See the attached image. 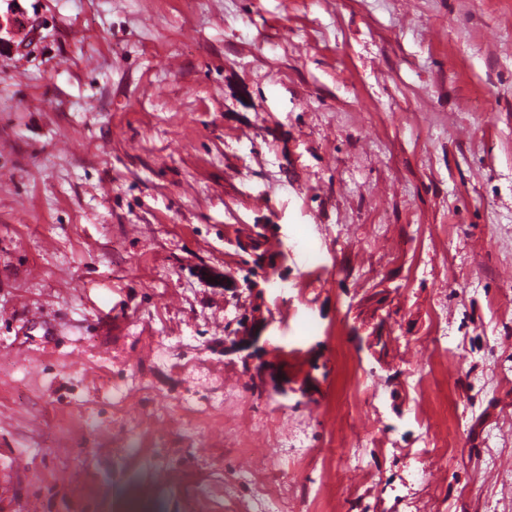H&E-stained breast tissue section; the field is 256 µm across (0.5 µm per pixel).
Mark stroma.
<instances>
[{
  "mask_svg": "<svg viewBox=\"0 0 512 512\" xmlns=\"http://www.w3.org/2000/svg\"><path fill=\"white\" fill-rule=\"evenodd\" d=\"M10 9L0 512H512V0Z\"/></svg>",
  "mask_w": 512,
  "mask_h": 512,
  "instance_id": "1",
  "label": "stroma"
}]
</instances>
